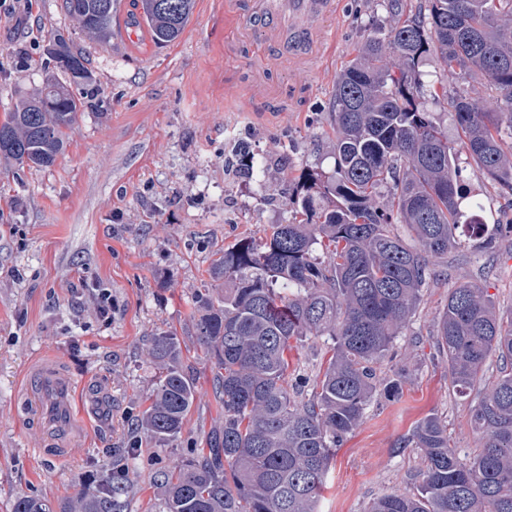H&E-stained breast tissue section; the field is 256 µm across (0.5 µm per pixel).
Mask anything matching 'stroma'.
Instances as JSON below:
<instances>
[{
	"label": "stroma",
	"mask_w": 512,
	"mask_h": 512,
	"mask_svg": "<svg viewBox=\"0 0 512 512\" xmlns=\"http://www.w3.org/2000/svg\"><path fill=\"white\" fill-rule=\"evenodd\" d=\"M129 9L130 0H119L103 46L75 28L62 0H27L0 19V121L41 85L51 33L88 51L98 85L52 167L0 160V512H12L20 494L53 506L94 495L95 468L114 460L127 465L126 512H163L157 476L201 454L224 424L211 360L190 334L213 254L287 223L289 180L307 168L332 170L336 77L369 31L394 24L382 0H346L338 60L304 71L225 37L224 0H195L190 23L168 45L127 33ZM260 61L269 70L266 100L245 94ZM241 144L257 171L227 169ZM459 164L486 221L499 219L511 194L476 173L467 156ZM467 282L512 308V238L486 252L465 241L449 253L447 279L424 289L378 366L384 375L404 370L401 396L376 398L337 449L318 512H365L373 498L405 488L421 454L397 444L427 415L447 418L460 454L477 452L473 403L449 395L432 336L449 291ZM98 287L112 292L107 322L94 314ZM161 330L176 333L198 392L180 439L167 447L131 429L154 386L141 350ZM46 358L59 359L76 382L83 421L79 452L61 464L36 457L30 430L42 401L27 394L23 375Z\"/></svg>",
	"instance_id": "35a3bbf8"
}]
</instances>
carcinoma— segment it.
<instances>
[{"mask_svg":"<svg viewBox=\"0 0 512 512\" xmlns=\"http://www.w3.org/2000/svg\"><path fill=\"white\" fill-rule=\"evenodd\" d=\"M63 7L89 39H112L116 0ZM193 7L194 0H139L125 25L172 43ZM387 8L395 27L368 35L336 79L332 172H301L287 189L288 223L215 253L214 287L196 297L191 329L215 359L224 426L208 453L164 476L165 512H318L336 447L376 396L402 392L405 374L380 378L375 364L423 290L448 277L436 266L463 237L488 251L512 233V221L487 223L483 205L463 192L457 150L420 102L418 78L433 55L454 76L453 96H430L452 110L476 169L512 190L503 136L512 135V0H428L422 20L408 0H387ZM52 43L42 86L0 122V158L19 165H54L95 96L86 54L61 37ZM478 75L491 90L482 107L472 97ZM433 336L454 395L482 384L470 420L480 450L460 456L448 421L426 416L402 440L423 458L413 487L373 499L366 512H512V308L500 309L485 287L461 284L448 293ZM312 338L326 340L330 356L305 399L301 379L288 372V350ZM143 355L158 375L135 430L166 447L182 434L194 382L176 334H154ZM493 356L498 375L485 382ZM122 474L112 467L97 495L57 511L19 495L12 512H123Z\"/></svg>","mask_w":512,"mask_h":512,"instance_id":"cac0c4a2","label":"carcinoma"}]
</instances>
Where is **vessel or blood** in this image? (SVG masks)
Instances as JSON below:
<instances>
[{
    "label": "vessel or blood",
    "mask_w": 512,
    "mask_h": 512,
    "mask_svg": "<svg viewBox=\"0 0 512 512\" xmlns=\"http://www.w3.org/2000/svg\"><path fill=\"white\" fill-rule=\"evenodd\" d=\"M343 0H224V18L241 37L278 50L293 69H307L321 57L334 55L330 27ZM29 393L52 395L57 408L38 419L33 429L40 441L37 453L62 462L74 456L79 424L67 415V397L73 381L59 361L31 364L26 373Z\"/></svg>",
    "instance_id": "vessel-or-blood-1"
}]
</instances>
